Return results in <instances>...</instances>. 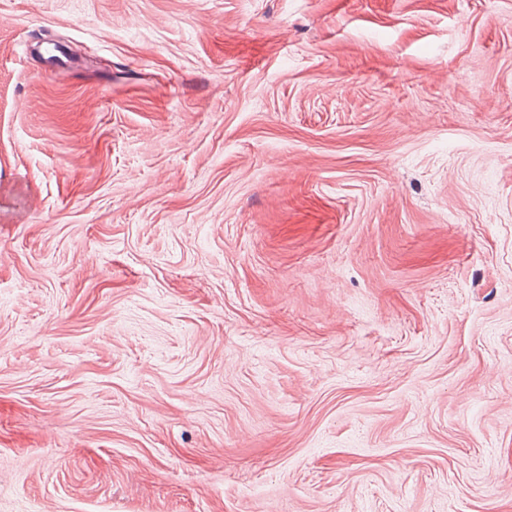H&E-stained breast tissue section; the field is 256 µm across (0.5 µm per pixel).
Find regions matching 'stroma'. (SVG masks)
Masks as SVG:
<instances>
[{
	"mask_svg": "<svg viewBox=\"0 0 512 512\" xmlns=\"http://www.w3.org/2000/svg\"><path fill=\"white\" fill-rule=\"evenodd\" d=\"M0 512H512V0H0Z\"/></svg>",
	"mask_w": 512,
	"mask_h": 512,
	"instance_id": "35a3bbf8",
	"label": "stroma"
}]
</instances>
